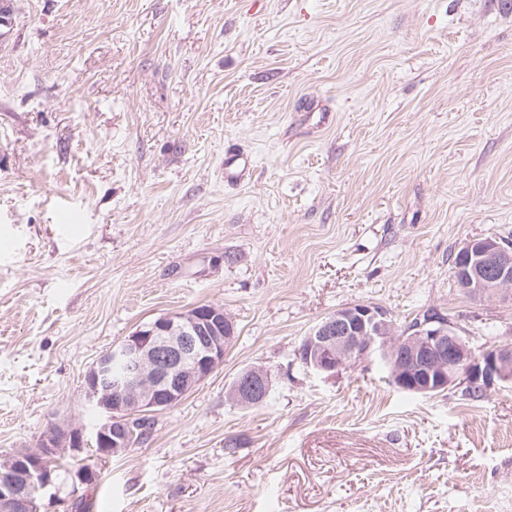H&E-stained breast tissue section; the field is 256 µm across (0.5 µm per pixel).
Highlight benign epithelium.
I'll list each match as a JSON object with an SVG mask.
<instances>
[{"mask_svg":"<svg viewBox=\"0 0 512 512\" xmlns=\"http://www.w3.org/2000/svg\"><path fill=\"white\" fill-rule=\"evenodd\" d=\"M457 286L483 300L512 288V244L495 237L473 239L457 253ZM234 340V325L224 308L212 304L160 316L114 344L84 377L86 403L99 415L94 429L99 453L119 456L130 448L133 421L167 410L196 390L224 363ZM379 356L391 368L398 388L421 395L512 383V345L499 342L475 349L459 326L429 317L399 333L385 311L358 303L342 307L304 336L297 356L307 367L327 375ZM269 373L262 366L245 369L230 388V400L245 408L268 394ZM84 446L79 427L53 426L38 448L0 460V512H48L44 500H59L57 476L50 462L69 448ZM89 469L68 473L71 494L91 483Z\"/></svg>","mask_w":512,"mask_h":512,"instance_id":"7a95c632","label":"benign epithelium"}]
</instances>
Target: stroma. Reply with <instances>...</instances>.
Here are the masks:
<instances>
[{
    "instance_id": "obj_1",
    "label": "stroma",
    "mask_w": 512,
    "mask_h": 512,
    "mask_svg": "<svg viewBox=\"0 0 512 512\" xmlns=\"http://www.w3.org/2000/svg\"><path fill=\"white\" fill-rule=\"evenodd\" d=\"M0 41V456L85 431L90 512H512V384L397 388L296 349L356 303L512 343L453 259L512 242V0H11ZM251 152L224 183V151ZM223 306L224 363L102 458L84 375ZM270 374L262 407L227 391Z\"/></svg>"
}]
</instances>
